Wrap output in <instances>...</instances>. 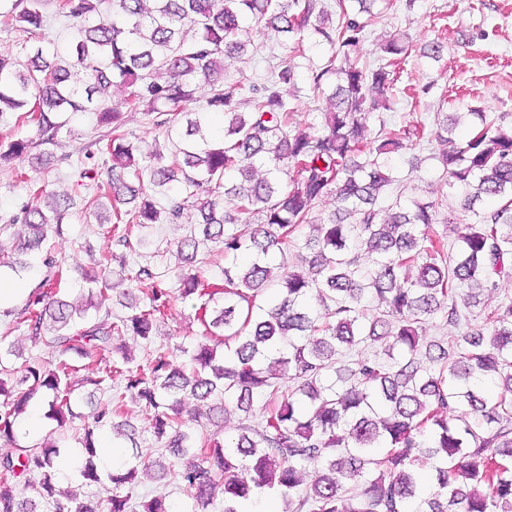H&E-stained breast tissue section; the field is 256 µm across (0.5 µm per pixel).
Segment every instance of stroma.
Returning <instances> with one entry per match:
<instances>
[{
	"instance_id": "35a3bbf8",
	"label": "stroma",
	"mask_w": 512,
	"mask_h": 512,
	"mask_svg": "<svg viewBox=\"0 0 512 512\" xmlns=\"http://www.w3.org/2000/svg\"><path fill=\"white\" fill-rule=\"evenodd\" d=\"M372 11L375 18L361 45L362 59L376 63L381 55V43L391 36L409 44L411 52L403 65L400 83L401 86L430 85V92L422 96L418 108L423 116L480 110L501 115L502 127L512 130V0H376ZM44 13L47 22L36 34L35 43L48 52L66 54L74 33L67 19L58 14L56 0H45ZM436 40L445 45L441 59L423 56V48ZM330 55V46L318 37H310L305 54L295 56L274 35L256 29L247 55L243 61L229 66L224 83L245 87L262 82L282 60H289L297 76L298 94L292 102L295 119L300 128H316L331 104L324 98L311 99L308 76L312 69L322 67ZM106 133V128L97 125L93 113L72 114L61 134L67 159L54 160L41 174L49 192L76 198L63 223L62 234L51 235L49 251L17 252L16 239L23 231L22 226L15 224L0 230V245L4 246L8 258L7 264L0 266V272L22 287L32 289L41 282L46 271L45 255L50 252L63 268L65 299L85 302L88 291L84 274L96 267L109 244L105 228L98 224L88 202L93 196V186L106 180L112 161L99 153L80 161L76 154ZM442 150V144L435 142L392 154L389 165L399 183L384 191V200L392 201L398 195L406 200L444 196L449 207H458L459 196L449 191L435 161ZM194 218L195 210L190 207L185 211L183 225L152 224L139 229L141 244L134 254L127 256L125 264H111L108 279L113 289L97 298L95 308L87 312L88 317L98 321L108 314L126 315L124 291L129 286L128 279L145 259H152L166 285H173L174 272L180 263L177 244ZM198 308L197 300L173 297L170 315L165 323L159 324L151 341L125 337V350L134 363H145L149 349L163 348L172 350L174 365L184 364V349L201 338Z\"/></svg>"
}]
</instances>
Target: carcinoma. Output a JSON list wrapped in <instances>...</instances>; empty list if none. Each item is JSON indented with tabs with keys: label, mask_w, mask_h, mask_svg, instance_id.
<instances>
[{
	"label": "carcinoma",
	"mask_w": 512,
	"mask_h": 512,
	"mask_svg": "<svg viewBox=\"0 0 512 512\" xmlns=\"http://www.w3.org/2000/svg\"><path fill=\"white\" fill-rule=\"evenodd\" d=\"M112 2V18L102 5ZM45 0H0V19L33 35L44 27ZM350 0H58L74 39L64 58L49 60L36 46L27 63L0 56V125L11 114L32 124L37 140L0 136V165L33 157V171L52 153L37 147L61 146L67 112H93L97 123L112 126L105 144L112 168L122 169L96 186L90 205L112 200V245L134 251V229L148 224H179L194 189L208 185V198L196 204L199 222L178 245V293L197 296L201 340L188 354L187 369L171 364L172 352L157 349L135 369L112 362L123 337L148 342L170 309V290L160 287L154 266H138L131 280L146 305H129L131 314L111 321L86 319V308L58 296L56 260L37 291L17 313L30 338L48 351L7 367L0 361V443L14 451L0 454V512H39L25 496L40 490L44 512H170L166 494L135 502L132 485L139 473L171 474L203 509L216 502L222 512L276 490L279 512H512V302L482 311L483 331L469 328L480 295L501 278L512 277V133L498 118L473 113V131L455 140L460 118L437 112L428 123L417 113L404 125L379 119L374 138L358 116L386 107L369 92L397 81L400 40L383 44L391 59L376 66L360 63V46L370 19L363 2L357 13ZM261 26L305 52L310 34L332 48L327 64L311 73L310 91L325 94L326 80L337 76L317 132L294 126L283 86L296 85L294 67L282 64L260 83L224 86V71L251 45L252 26ZM126 88L124 108L157 114V125L173 137L154 144L149 157L132 132L123 129V112L107 104L114 84ZM210 87L196 109L199 86ZM247 105L250 111L241 112ZM224 116V133H211L213 117ZM442 142L437 157L448 187L463 195L460 209L443 201L395 199L377 204L395 181L389 157L423 142ZM148 176L155 192L167 194L173 182L185 197L165 206L143 189ZM31 202L9 218L27 229L18 248L42 246L48 231L62 233L72 196L46 191L26 173ZM340 207L313 220V205L326 196ZM232 224H254L249 239L231 232ZM448 224L458 231V248L434 230ZM311 229L300 266L273 275L266 256L298 246L296 232ZM220 245L224 256L252 255L243 265L224 267L223 296L209 290L198 253ZM371 270L363 273L361 260ZM124 253L107 250L100 270L88 275V295L110 289L105 272ZM279 288L257 304L267 284ZM370 298L377 308L366 313ZM459 329L455 336L427 338L434 319ZM361 343L384 345L383 357L358 360L336 374V356ZM93 371L86 378L104 395L92 403L80 447L68 453L45 439L17 443L19 418L38 394L49 399L50 418L63 428L78 418L73 411V360ZM124 384L112 390V375ZM295 386L284 388L283 375ZM487 378L496 389L481 385ZM198 402V418L208 425L239 418L237 438L219 432L181 430L182 396ZM264 400V415L250 421L254 398ZM145 402L147 429L172 455L169 466L138 450L136 427L122 419L126 398ZM112 433L130 443L122 465L106 474L94 438ZM69 460L82 483H112L111 495L86 496L57 488L59 461ZM324 472L305 487L300 472Z\"/></svg>",
	"instance_id": "cac0c4a2"
}]
</instances>
